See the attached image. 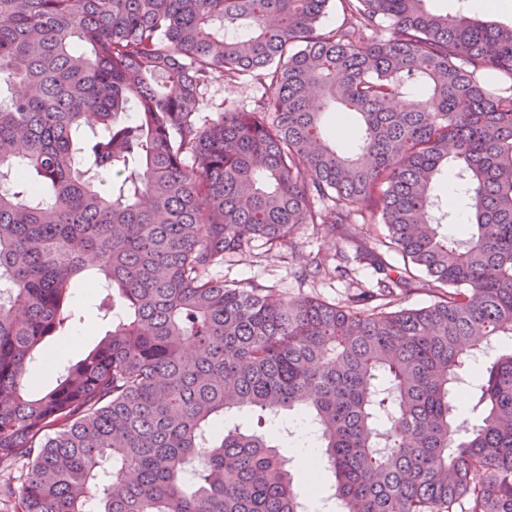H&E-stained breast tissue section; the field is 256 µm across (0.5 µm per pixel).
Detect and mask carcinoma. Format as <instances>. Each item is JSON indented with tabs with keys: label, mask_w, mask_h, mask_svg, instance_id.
Returning <instances> with one entry per match:
<instances>
[{
	"label": "carcinoma",
	"mask_w": 512,
	"mask_h": 512,
	"mask_svg": "<svg viewBox=\"0 0 512 512\" xmlns=\"http://www.w3.org/2000/svg\"><path fill=\"white\" fill-rule=\"evenodd\" d=\"M0 0L6 512H307L231 412L312 418L341 512H512V24L424 0ZM253 81L248 109L202 90ZM357 116L356 152L323 116ZM465 187L456 223L436 186ZM386 226L342 305L213 274L303 225ZM427 306H397L412 290ZM112 329L29 396L40 344ZM479 415L457 422V396ZM72 304L73 306L84 311L86 320L78 324L71 336H52L46 339V343L54 355H57L59 348L69 340L70 341L67 344V348L70 350L77 348L80 344L81 336H76V334H85L84 330L88 322H94V330L85 335L81 346L76 351L70 353L69 355H65L60 360L59 363L62 365H66L68 362H75L80 359L87 351L93 348L105 336V333L108 330H110V327L107 326L106 323L103 322L97 315L98 312L95 308L94 301L88 296L86 290L82 288V286L75 288Z\"/></svg>",
	"instance_id": "carcinoma-1"
}]
</instances>
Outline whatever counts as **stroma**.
I'll return each mask as SVG.
<instances>
[{"label":"stroma","mask_w":512,"mask_h":512,"mask_svg":"<svg viewBox=\"0 0 512 512\" xmlns=\"http://www.w3.org/2000/svg\"><path fill=\"white\" fill-rule=\"evenodd\" d=\"M386 233L385 225L378 223L345 224L336 228L326 224L317 229L305 226L288 246L275 247L265 240H256L249 254L226 257L218 274L229 284L254 281L288 297L312 296L342 304L349 295L374 288L376 284L373 268L358 258L362 250L379 252L388 264L402 266L401 256L383 247ZM336 253L342 254L344 264L351 271L350 277L341 279L332 273L302 277L301 272L312 257Z\"/></svg>","instance_id":"35a3bbf8"}]
</instances>
